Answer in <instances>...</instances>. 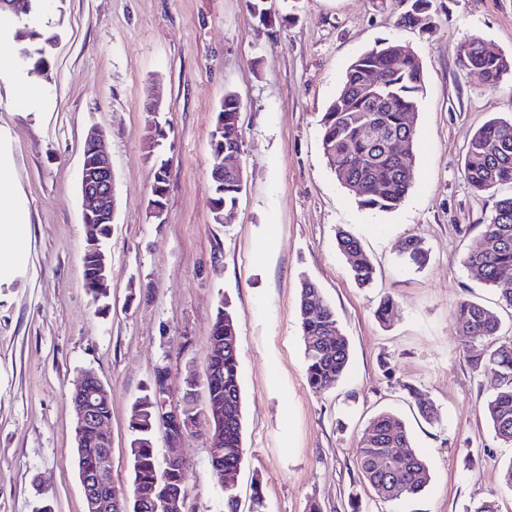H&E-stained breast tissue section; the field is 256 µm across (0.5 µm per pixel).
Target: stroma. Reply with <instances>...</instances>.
<instances>
[{"mask_svg":"<svg viewBox=\"0 0 512 512\" xmlns=\"http://www.w3.org/2000/svg\"><path fill=\"white\" fill-rule=\"evenodd\" d=\"M431 20L399 25L407 0H273L280 20L257 23L245 0H49L39 23L59 39L38 79L13 67L0 81V161L27 226L18 274L0 283V512H83L76 468L74 382L86 370L112 402V475L129 487L128 421L158 367L171 385L201 371L216 308L239 316L245 460L241 512L260 484L267 512H472L486 498L512 512L499 473L512 447L498 443L483 407L490 376L471 370L453 322L465 299L512 310L465 267L481 243L499 192L474 193L464 174L474 132L512 117V80L486 88L459 48L477 35L512 56V0H432ZM383 40L409 44L426 92L415 120L413 182L395 210L361 208L324 155L320 118L348 65ZM163 89L165 221L147 204L152 160L145 137L152 85ZM241 99L245 186L226 223L212 220L209 131L226 92ZM112 153L116 214L108 246L107 311H97L83 275L80 170L90 129ZM356 236L376 267L359 287L336 234ZM420 238L423 266L398 245ZM311 280L349 339L347 374L315 392L305 375L297 302ZM394 302L388 323L374 312ZM433 405L430 423L418 398ZM177 448L194 512H224L211 478L209 410ZM405 422L431 480L416 498L381 502L356 468L370 420Z\"/></svg>","mask_w":512,"mask_h":512,"instance_id":"1","label":"stroma"}]
</instances>
